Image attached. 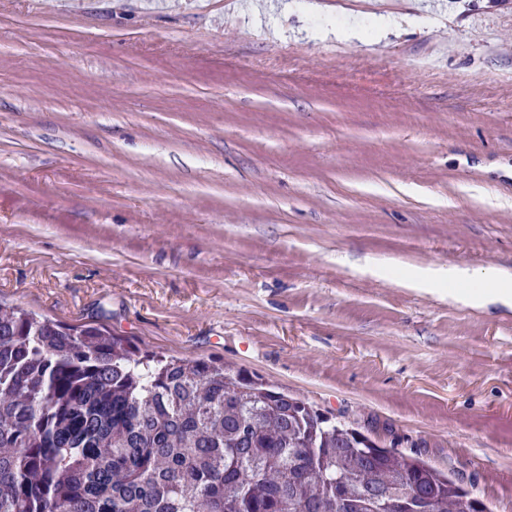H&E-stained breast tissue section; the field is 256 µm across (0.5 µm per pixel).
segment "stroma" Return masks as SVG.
I'll return each mask as SVG.
<instances>
[{"instance_id": "obj_1", "label": "stroma", "mask_w": 512, "mask_h": 512, "mask_svg": "<svg viewBox=\"0 0 512 512\" xmlns=\"http://www.w3.org/2000/svg\"><path fill=\"white\" fill-rule=\"evenodd\" d=\"M0 0V298L216 357L512 512V0ZM396 26L363 43L322 18ZM448 288L473 297L491 296L512 306V271L500 269L475 288L471 279L448 280Z\"/></svg>"}]
</instances>
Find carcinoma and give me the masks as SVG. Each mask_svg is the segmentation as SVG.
<instances>
[{"instance_id":"cac0c4a2","label":"carcinoma","mask_w":512,"mask_h":512,"mask_svg":"<svg viewBox=\"0 0 512 512\" xmlns=\"http://www.w3.org/2000/svg\"><path fill=\"white\" fill-rule=\"evenodd\" d=\"M473 487L221 360L0 302V512H467Z\"/></svg>"}]
</instances>
